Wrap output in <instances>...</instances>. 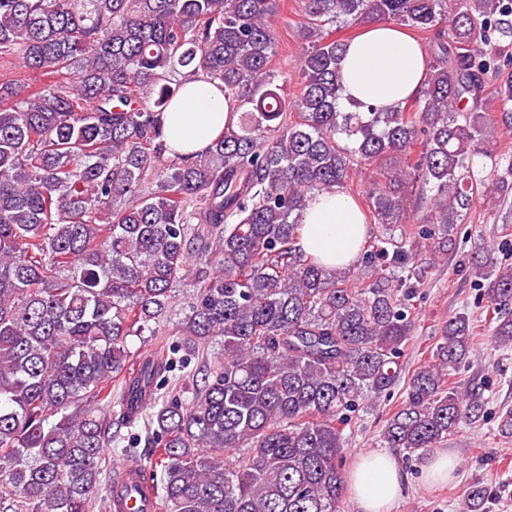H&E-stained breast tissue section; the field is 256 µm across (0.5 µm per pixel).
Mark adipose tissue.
<instances>
[{"mask_svg": "<svg viewBox=\"0 0 512 512\" xmlns=\"http://www.w3.org/2000/svg\"><path fill=\"white\" fill-rule=\"evenodd\" d=\"M424 47L404 28L373 22L350 41L342 59V104L370 103L389 109L412 98L425 75ZM235 105L218 83L187 78L162 115L173 153L186 157L205 152L233 119ZM366 236L365 216L341 193L313 196L303 216L299 247L328 268L349 263ZM403 473L387 451L359 456L349 476V490L359 512H388L402 486Z\"/></svg>", "mask_w": 512, "mask_h": 512, "instance_id": "obj_1", "label": "adipose tissue"}]
</instances>
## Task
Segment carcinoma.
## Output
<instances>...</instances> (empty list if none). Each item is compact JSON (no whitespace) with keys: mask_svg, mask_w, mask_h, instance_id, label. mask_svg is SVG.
<instances>
[{"mask_svg":"<svg viewBox=\"0 0 512 512\" xmlns=\"http://www.w3.org/2000/svg\"><path fill=\"white\" fill-rule=\"evenodd\" d=\"M303 10L289 98L270 70L277 0H0V60L28 74L0 84V512H90L114 438L103 403L146 430L158 512H343L345 430L401 377L427 256L448 253L474 197L512 206L498 135L512 131V0ZM448 14L411 101L341 111L333 26L429 32ZM199 75L238 118L171 159L161 113ZM388 160L350 265L297 247L312 196ZM414 183L427 212L409 226ZM469 274L512 346V263L490 246ZM188 278L181 350L221 349L184 405L157 396L165 349L138 359L126 339L160 325ZM474 333L467 314L448 320L386 419L387 447L423 455L478 417L479 394L453 381ZM485 496L473 486L462 512Z\"/></svg>","mask_w":512,"mask_h":512,"instance_id":"obj_1","label":"carcinoma"}]
</instances>
